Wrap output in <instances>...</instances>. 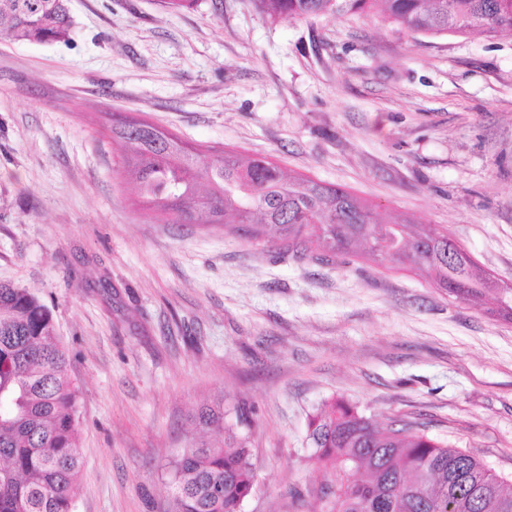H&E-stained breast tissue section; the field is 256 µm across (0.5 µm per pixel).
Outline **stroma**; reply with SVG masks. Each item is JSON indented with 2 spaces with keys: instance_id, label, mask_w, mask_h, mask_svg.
Listing matches in <instances>:
<instances>
[{
  "instance_id": "1",
  "label": "stroma",
  "mask_w": 512,
  "mask_h": 512,
  "mask_svg": "<svg viewBox=\"0 0 512 512\" xmlns=\"http://www.w3.org/2000/svg\"><path fill=\"white\" fill-rule=\"evenodd\" d=\"M69 41L0 42V283L46 304L78 387L73 512H169L168 470L245 407L242 512H322L308 422L341 398L512 480V322L421 271L171 224L141 202L118 118L265 156L387 221L437 224L512 284V39L406 34L381 11L256 0H70Z\"/></svg>"
}]
</instances>
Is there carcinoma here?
Listing matches in <instances>:
<instances>
[{
  "label": "carcinoma",
  "instance_id": "cac0c4a2",
  "mask_svg": "<svg viewBox=\"0 0 512 512\" xmlns=\"http://www.w3.org/2000/svg\"><path fill=\"white\" fill-rule=\"evenodd\" d=\"M69 0H0V41H66ZM270 16L366 14L377 4L410 34L512 37V0H257ZM112 137L126 151L138 194L175 224L221 226L228 216L254 240H284L302 259L332 263L360 255L429 273L437 288L477 304L496 293V313L512 322V285L486 276L449 234L432 224L379 222L340 186L287 176L264 158L214 150L201 158L175 134L146 120H118ZM49 308L25 288L0 283V512H73L81 467L77 386ZM235 414L233 427L224 418ZM199 424L222 432L171 463L170 512H241L256 481L238 408L204 407ZM314 460L335 491L325 512H512V486L471 455L412 423L385 428L340 399L309 420Z\"/></svg>",
  "mask_w": 512,
  "mask_h": 512
}]
</instances>
